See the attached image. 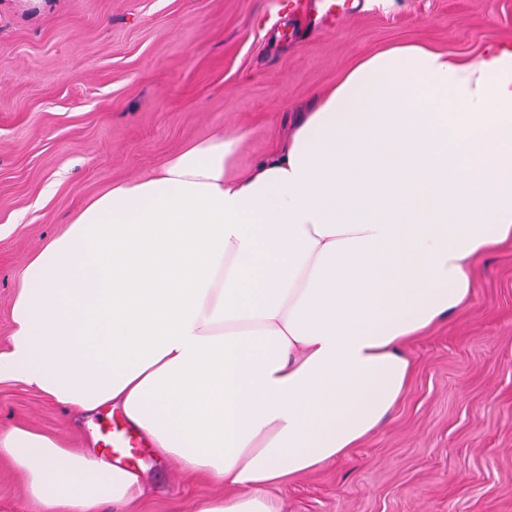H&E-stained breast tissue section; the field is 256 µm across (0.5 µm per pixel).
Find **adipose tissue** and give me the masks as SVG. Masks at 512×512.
Here are the masks:
<instances>
[{
    "label": "adipose tissue",
    "instance_id": "ef3b65f1",
    "mask_svg": "<svg viewBox=\"0 0 512 512\" xmlns=\"http://www.w3.org/2000/svg\"><path fill=\"white\" fill-rule=\"evenodd\" d=\"M246 137L90 199L26 265L0 352V379L120 410L158 457L223 482L198 512H278L271 489L375 434L410 386L407 346L512 245V46H392L241 170ZM0 455L40 512L144 493L126 464L30 429Z\"/></svg>",
    "mask_w": 512,
    "mask_h": 512
}]
</instances>
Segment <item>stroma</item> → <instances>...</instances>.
Listing matches in <instances>:
<instances>
[{
	"mask_svg": "<svg viewBox=\"0 0 512 512\" xmlns=\"http://www.w3.org/2000/svg\"><path fill=\"white\" fill-rule=\"evenodd\" d=\"M269 0H0V350L29 259L117 182L217 130L248 132L239 165L361 56L423 43L463 58L512 43V0H395L294 33ZM469 305L408 347L410 388L381 429L273 490L281 512H512V247L482 263ZM110 409L67 408L0 380V432L99 452ZM132 512H197L223 484L138 451ZM0 512H35L0 457Z\"/></svg>",
	"mask_w": 512,
	"mask_h": 512,
	"instance_id": "35a3bbf8",
	"label": "stroma"
}]
</instances>
